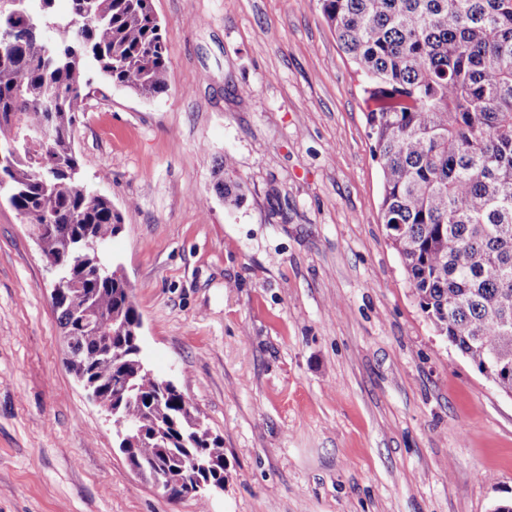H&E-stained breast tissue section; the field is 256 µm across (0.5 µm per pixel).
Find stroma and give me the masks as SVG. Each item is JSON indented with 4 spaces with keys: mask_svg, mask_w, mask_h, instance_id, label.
<instances>
[{
    "mask_svg": "<svg viewBox=\"0 0 512 512\" xmlns=\"http://www.w3.org/2000/svg\"><path fill=\"white\" fill-rule=\"evenodd\" d=\"M170 89L89 72L85 178L143 356L224 442V488L136 475L68 370L40 252L0 200V512H491L512 398L420 310L381 222L364 78L317 0H154ZM231 154L245 200L213 190ZM206 196L199 204L198 196Z\"/></svg>",
    "mask_w": 512,
    "mask_h": 512,
    "instance_id": "1",
    "label": "stroma"
}]
</instances>
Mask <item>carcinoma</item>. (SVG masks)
<instances>
[{
    "mask_svg": "<svg viewBox=\"0 0 512 512\" xmlns=\"http://www.w3.org/2000/svg\"><path fill=\"white\" fill-rule=\"evenodd\" d=\"M25 0L0 13V34L34 27L26 42L0 38V141L48 133L40 157L19 140L0 162V193L29 224H44L41 258L67 255L62 275L83 291L96 324L53 302L63 335L97 383L144 430L130 462L147 479L191 494L192 456L224 482V442L175 389L148 372L131 331L112 339L126 356L102 355L115 324L140 318L134 289L112 278L109 242L123 216L80 174L74 128L86 72L144 99L169 91L165 36L153 0ZM340 49L362 72L367 123L382 170V224L421 311L439 335L499 392L512 397V0H318ZM56 168L50 177L44 171ZM235 163L217 160L214 190L244 201Z\"/></svg>",
    "mask_w": 512,
    "mask_h": 512,
    "instance_id": "carcinoma-1",
    "label": "carcinoma"
}]
</instances>
